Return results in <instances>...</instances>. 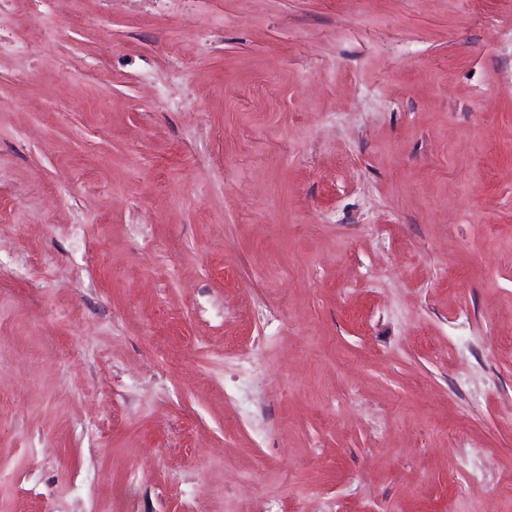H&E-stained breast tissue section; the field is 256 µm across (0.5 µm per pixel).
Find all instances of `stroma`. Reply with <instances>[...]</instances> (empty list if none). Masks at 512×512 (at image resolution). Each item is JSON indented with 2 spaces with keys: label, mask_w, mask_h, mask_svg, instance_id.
<instances>
[{
  "label": "stroma",
  "mask_w": 512,
  "mask_h": 512,
  "mask_svg": "<svg viewBox=\"0 0 512 512\" xmlns=\"http://www.w3.org/2000/svg\"><path fill=\"white\" fill-rule=\"evenodd\" d=\"M310 493L512 512V0H0V512Z\"/></svg>",
  "instance_id": "obj_1"
}]
</instances>
